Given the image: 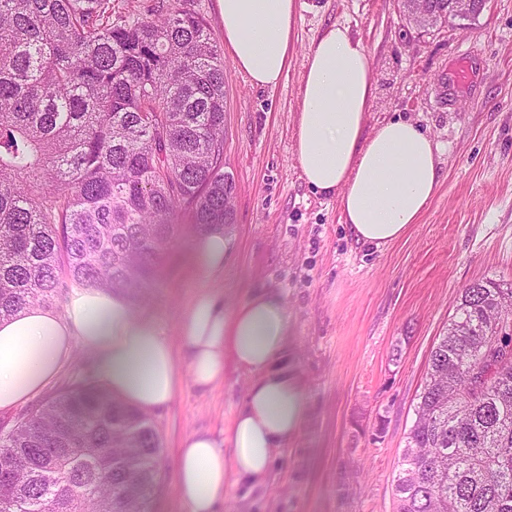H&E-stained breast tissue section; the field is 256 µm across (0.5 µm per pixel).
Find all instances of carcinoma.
I'll return each mask as SVG.
<instances>
[{"label":"carcinoma","instance_id":"obj_1","mask_svg":"<svg viewBox=\"0 0 512 512\" xmlns=\"http://www.w3.org/2000/svg\"><path fill=\"white\" fill-rule=\"evenodd\" d=\"M190 0H0V319L73 286L134 296L224 223V56ZM395 512H512V286L475 281L433 345ZM151 418L80 383L0 433V512H147Z\"/></svg>","mask_w":512,"mask_h":512}]
</instances>
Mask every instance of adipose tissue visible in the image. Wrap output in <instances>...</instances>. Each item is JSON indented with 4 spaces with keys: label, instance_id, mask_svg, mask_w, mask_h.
<instances>
[{
    "label": "adipose tissue",
    "instance_id": "1",
    "mask_svg": "<svg viewBox=\"0 0 512 512\" xmlns=\"http://www.w3.org/2000/svg\"><path fill=\"white\" fill-rule=\"evenodd\" d=\"M224 43L253 85L276 88L285 76L297 23L295 0H219ZM371 57L347 26L327 27L307 54L294 153L317 194L336 197L356 242L384 247L401 239L435 197L443 144L413 120L368 128L374 99ZM288 312L280 293L254 294L232 314L199 293L173 347L150 318L119 293L72 289L63 312L29 307L0 321V411L23 404L60 371L74 340L91 349L105 387L145 412L168 406L183 381L208 390L224 379V360L252 374L224 453L213 437L187 436L177 454V492L188 512H217L229 486L261 482L277 452L299 431L302 382L284 361Z\"/></svg>",
    "mask_w": 512,
    "mask_h": 512
}]
</instances>
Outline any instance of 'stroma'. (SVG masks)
<instances>
[{
    "label": "stroma",
    "instance_id": "stroma-1",
    "mask_svg": "<svg viewBox=\"0 0 512 512\" xmlns=\"http://www.w3.org/2000/svg\"><path fill=\"white\" fill-rule=\"evenodd\" d=\"M335 23L371 54L368 126L401 115L445 147L442 183L419 223L380 249L353 239L336 198L309 189L293 154L306 57ZM465 57L471 79L460 84ZM224 72V170L236 186L224 268H196L197 234L179 217L132 309L153 319L181 358L178 325L198 293H214L228 312L262 289L285 299L287 358L304 383L306 418L269 478L230 486L218 512H393L416 395L461 289L512 284V0H486L470 21L426 29L405 19L399 0H298L277 88L252 85L229 55ZM96 378L94 352L74 341L39 396L0 411V431ZM250 381L229 361L222 383L202 392L183 382L169 406L151 412L162 451L150 512H188L176 487L178 450L193 433L224 440Z\"/></svg>",
    "mask_w": 512,
    "mask_h": 512
}]
</instances>
